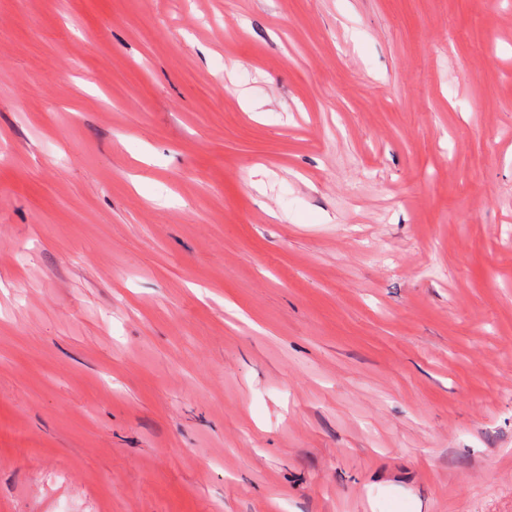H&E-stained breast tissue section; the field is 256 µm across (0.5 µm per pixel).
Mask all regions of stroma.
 Masks as SVG:
<instances>
[{
    "mask_svg": "<svg viewBox=\"0 0 512 512\" xmlns=\"http://www.w3.org/2000/svg\"><path fill=\"white\" fill-rule=\"evenodd\" d=\"M0 512H512V0H0Z\"/></svg>",
    "mask_w": 512,
    "mask_h": 512,
    "instance_id": "obj_1",
    "label": "stroma"
}]
</instances>
